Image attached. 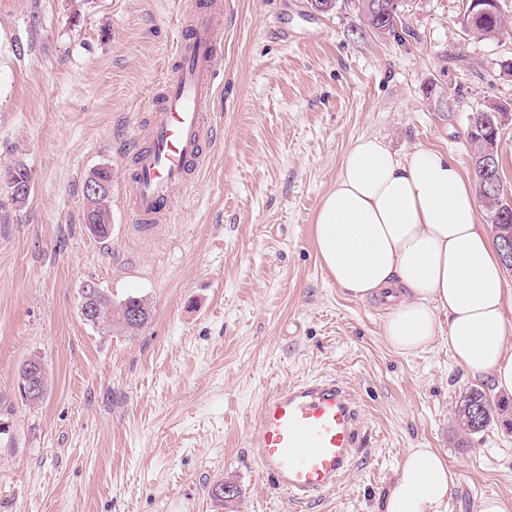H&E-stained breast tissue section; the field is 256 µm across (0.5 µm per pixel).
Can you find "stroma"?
Here are the masks:
<instances>
[{
	"mask_svg": "<svg viewBox=\"0 0 512 512\" xmlns=\"http://www.w3.org/2000/svg\"><path fill=\"white\" fill-rule=\"evenodd\" d=\"M461 0H407L405 35L365 32L353 5L224 0V60L202 169L177 218L142 229L127 148L168 76L180 0H0V512H381L403 454L434 448L456 479L448 512L512 506V428L467 434L455 408L489 380L448 341L396 353L382 302L346 295L323 269L312 224L362 136L398 154L447 153L473 177L471 120L512 106V30L464 33ZM288 26L291 39L278 29ZM22 164L25 203L3 179ZM112 170V234L84 222V184ZM95 281L152 307L131 333L80 313ZM37 355L42 402L18 389ZM335 376L360 398L365 447L340 490L289 504L259 478L244 438L267 394ZM236 486L220 502L212 488Z\"/></svg>",
	"mask_w": 512,
	"mask_h": 512,
	"instance_id": "1",
	"label": "stroma"
}]
</instances>
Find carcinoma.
Segmentation results:
<instances>
[{
  "instance_id": "obj_1",
  "label": "carcinoma",
  "mask_w": 512,
  "mask_h": 512,
  "mask_svg": "<svg viewBox=\"0 0 512 512\" xmlns=\"http://www.w3.org/2000/svg\"><path fill=\"white\" fill-rule=\"evenodd\" d=\"M358 6L363 16L364 30L376 35L396 31L403 26L404 0H358ZM508 20L502 9H497V15L491 16L481 26L478 35L486 39L497 37L507 28ZM508 111L507 106L497 104L486 106L478 110L472 118L470 142L473 147L474 174L479 195L483 200L489 223L494 228L510 229L509 224L495 222L498 201L495 191H504L502 180V167L500 161H495L490 170L481 166L480 157L486 150V143L499 141L501 128L498 127L497 113ZM86 206L84 221L88 224H110L112 214L109 206L110 195L85 197ZM89 301L95 310L94 319L89 324L97 327L110 328L117 324L129 331H135L146 324L151 318V308L147 300L130 296L114 304L112 297L100 288L93 285L81 293V301ZM482 402L484 411L483 425H488L493 418V403L487 394L479 389H471L465 393L458 407V418L463 427L470 433L480 432V429L472 425L471 408L477 402Z\"/></svg>"
}]
</instances>
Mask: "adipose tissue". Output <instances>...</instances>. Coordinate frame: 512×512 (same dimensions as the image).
<instances>
[{
	"mask_svg": "<svg viewBox=\"0 0 512 512\" xmlns=\"http://www.w3.org/2000/svg\"><path fill=\"white\" fill-rule=\"evenodd\" d=\"M478 211L476 183L446 153L420 147L403 159L368 136L346 151L313 238L338 288L388 301L384 336L395 352L414 355L447 335L458 366L512 394V289ZM453 481L436 449H408L383 512H448Z\"/></svg>",
	"mask_w": 512,
	"mask_h": 512,
	"instance_id": "ef3b65f1",
	"label": "adipose tissue"
}]
</instances>
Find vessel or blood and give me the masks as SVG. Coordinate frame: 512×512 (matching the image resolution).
Returning <instances> with one entry per match:
<instances>
[{
    "label": "vessel or blood",
    "instance_id": "vessel-or-blood-1",
    "mask_svg": "<svg viewBox=\"0 0 512 512\" xmlns=\"http://www.w3.org/2000/svg\"><path fill=\"white\" fill-rule=\"evenodd\" d=\"M223 0H197L186 14L173 74L157 88L145 143L128 149L131 211L150 227L175 218L174 199L200 170L211 142V101L223 58L215 17ZM361 404L352 388L331 376L281 385L267 396L245 434L261 479L289 503L315 502L336 490L364 447Z\"/></svg>",
    "mask_w": 512,
    "mask_h": 512
}]
</instances>
